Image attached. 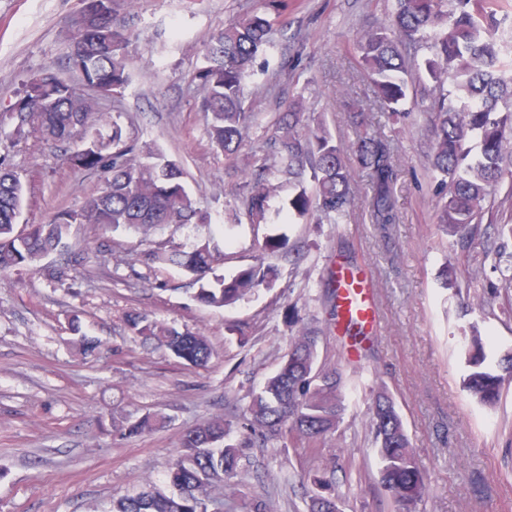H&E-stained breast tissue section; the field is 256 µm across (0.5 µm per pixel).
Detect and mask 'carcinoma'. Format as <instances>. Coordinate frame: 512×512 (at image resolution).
Instances as JSON below:
<instances>
[{
	"mask_svg": "<svg viewBox=\"0 0 512 512\" xmlns=\"http://www.w3.org/2000/svg\"><path fill=\"white\" fill-rule=\"evenodd\" d=\"M505 0H395L388 20L368 23L357 33L354 50L360 67L375 86L374 104L382 112H403L410 96L409 76L415 70L430 83L425 110L430 122V165L438 178L436 224L454 238L461 255L469 256L479 225L485 217L500 224L512 238V45L498 37L502 25L512 20L503 9ZM80 17L69 63L81 83L97 93L81 94L72 83L51 71L32 75L17 100L19 111L0 114V127L13 125L7 148L35 138L48 143H76L65 156L74 170L102 174L108 193L96 195L77 210L60 212L44 224L19 229L25 185L0 156V275L32 266L64 246L75 220L95 226L98 237L120 227L148 232L153 228L206 224L209 213L187 191L180 163L160 149L141 144L123 133L112 120L105 135L104 113L98 98L122 95L130 83L128 47L130 33L117 20L116 0H81ZM272 23L263 11L253 10L226 24L214 35L204 64L191 83L203 92L200 109L207 119L211 144L234 156L248 137L252 113L243 105L244 83L268 43ZM423 47L428 54L417 59L407 50ZM355 138L350 155L336 144L323 121L292 100L275 123L276 152L244 182L240 202L253 224L267 222L269 200L276 185L271 177L293 182L310 174L312 189L301 187L289 209L305 218L343 224L354 206L351 181L357 169L366 174L371 188L370 219L390 225L398 214L393 186L399 157L391 142L376 128L369 113L350 105ZM509 181V191L496 198V189ZM509 242L483 248L472 268L478 275L486 264L512 263ZM148 265L173 264L197 285L194 299L207 307L224 308L243 300L272 280L260 266H250L231 278L215 273L216 249L208 239L190 247H162L143 253ZM128 330L144 342L166 347L183 364L202 367L213 349L199 331L180 330L159 323L148 314L132 310L126 315ZM79 335L75 346L84 356L96 354L101 343L81 333L79 312L70 317ZM317 332L300 326L278 371L246 407L250 435L265 445H305L316 448L338 431L345 412V395L339 369L317 362ZM469 368L464 384L478 404L492 408L512 380V349L497 354L485 348L477 328L465 341ZM162 421L145 416L113 424L121 434L138 435ZM369 429L378 457L381 487L394 512H416L429 487L394 399L378 392L370 411ZM234 423L215 418L188 430L169 467L171 491L155 490L138 496L112 498L109 512H208L209 504H224L234 512L239 487L248 471L242 463L248 443L234 442ZM308 512H341L342 496L329 481H318Z\"/></svg>",
	"mask_w": 512,
	"mask_h": 512,
	"instance_id": "carcinoma-1",
	"label": "carcinoma"
}]
</instances>
